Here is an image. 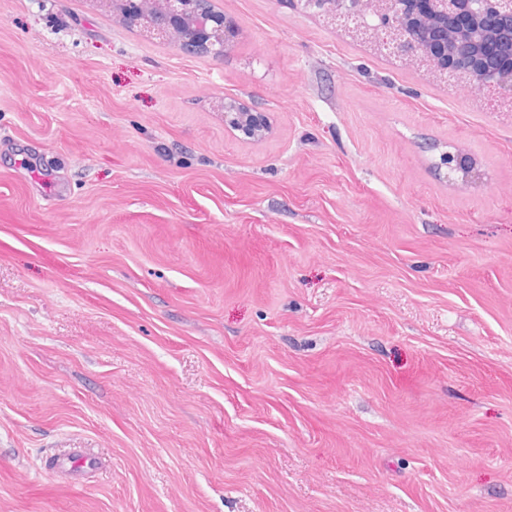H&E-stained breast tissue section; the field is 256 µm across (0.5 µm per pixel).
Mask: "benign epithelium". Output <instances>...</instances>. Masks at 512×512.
<instances>
[{
    "label": "benign epithelium",
    "instance_id": "obj_1",
    "mask_svg": "<svg viewBox=\"0 0 512 512\" xmlns=\"http://www.w3.org/2000/svg\"><path fill=\"white\" fill-rule=\"evenodd\" d=\"M311 6L333 28L347 31L384 54L404 58L434 78L453 77L486 95L491 102L512 104V0H290ZM184 0H160L155 17L135 19L143 32L158 40L174 37L185 20ZM239 29V21L224 16L195 35L219 57ZM224 123L254 137L265 130L262 113L224 98ZM442 164L454 173L471 161L448 152Z\"/></svg>",
    "mask_w": 512,
    "mask_h": 512
}]
</instances>
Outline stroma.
<instances>
[{
	"instance_id": "obj_1",
	"label": "stroma",
	"mask_w": 512,
	"mask_h": 512,
	"mask_svg": "<svg viewBox=\"0 0 512 512\" xmlns=\"http://www.w3.org/2000/svg\"><path fill=\"white\" fill-rule=\"evenodd\" d=\"M211 4L0 0V512H512V112ZM186 8L183 0H162L157 16H142L135 19V24L142 27L143 32L150 37L169 41L174 37L176 29L182 26ZM239 26V21L235 17L224 15V20L215 22L214 26L209 27L205 24L197 28L195 35L200 41H205V45L214 57H219L227 50ZM220 107L224 110V123L228 127L249 137L262 135L266 130L262 113L251 112L246 106L228 98H222Z\"/></svg>"
}]
</instances>
